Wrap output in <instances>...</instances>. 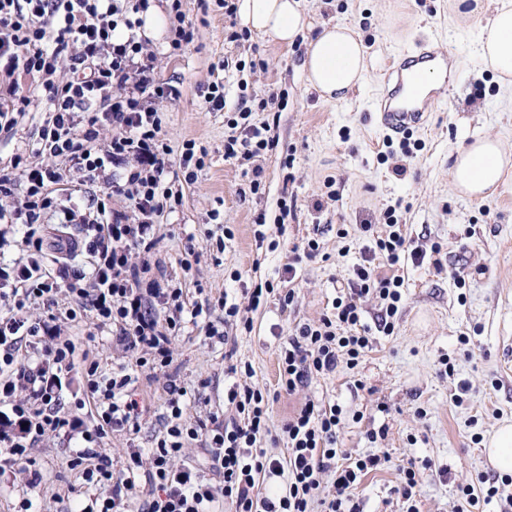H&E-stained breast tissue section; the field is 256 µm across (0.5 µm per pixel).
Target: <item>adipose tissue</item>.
Returning a JSON list of instances; mask_svg holds the SVG:
<instances>
[{"label": "adipose tissue", "instance_id": "obj_1", "mask_svg": "<svg viewBox=\"0 0 512 512\" xmlns=\"http://www.w3.org/2000/svg\"><path fill=\"white\" fill-rule=\"evenodd\" d=\"M243 26L284 45L305 38L303 69L309 84L325 99L346 100L364 80L365 49L356 31L344 24L323 26L306 38L308 26L302 0H238ZM477 51L502 77L512 76V0H500L482 28ZM512 168V150L500 140L479 136L457 148L452 163V184L472 199L491 194Z\"/></svg>", "mask_w": 512, "mask_h": 512}]
</instances>
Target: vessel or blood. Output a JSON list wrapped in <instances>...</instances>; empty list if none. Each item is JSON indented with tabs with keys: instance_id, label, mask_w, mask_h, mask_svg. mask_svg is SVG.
Returning a JSON list of instances; mask_svg holds the SVG:
<instances>
[{
	"instance_id": "1",
	"label": "vessel or blood",
	"mask_w": 512,
	"mask_h": 512,
	"mask_svg": "<svg viewBox=\"0 0 512 512\" xmlns=\"http://www.w3.org/2000/svg\"><path fill=\"white\" fill-rule=\"evenodd\" d=\"M448 60L447 49L436 36L419 40L392 58L373 103L375 120L386 136L398 137L424 127L429 112L442 98L422 94V82L430 70L447 72Z\"/></svg>"
}]
</instances>
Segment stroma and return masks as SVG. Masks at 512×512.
<instances>
[{
  "mask_svg": "<svg viewBox=\"0 0 512 512\" xmlns=\"http://www.w3.org/2000/svg\"><path fill=\"white\" fill-rule=\"evenodd\" d=\"M303 7L311 34L342 23L362 39L368 73L345 101H326L309 87L303 42L286 46L255 34L230 41L229 21L215 0L204 8L186 0L195 37L180 56L164 58L165 34L151 38L160 54V81L180 91L157 104L171 147L178 151L193 140L208 150L196 179L181 185V206L157 220V252L167 272L184 277L186 286L198 281L213 293L227 292L243 309L247 289L257 284L296 290L287 307L268 296L250 314L252 331L237 330L232 363L251 365L252 377L228 375L223 348L212 346L199 328L187 326L174 338L172 371L188 391L183 419L192 423L213 412L230 416L225 392L252 381L276 394L269 408L271 433L261 445L283 457L287 447L280 428L288 416L309 399L335 402L343 408L341 448L354 456L384 451L391 458L389 468L369 473L356 490L364 512H402L395 487L399 467L410 461L431 466L416 496L419 512H468L456 489L497 478L485 441L500 424L512 422V355L503 351L512 337V173L483 200L460 196L450 176L457 147L475 136L490 135L512 147V82L502 83L476 48L494 0H303ZM432 34L445 41L459 69L449 74L438 110L416 132L423 147L406 158L408 172L400 178L391 163L378 158L384 135L370 102L391 57L411 40ZM254 59L264 60L265 69H238V61ZM219 78L226 110L206 111L207 88ZM243 92L256 99L284 95L275 129L279 145L257 160L262 186L256 195L249 193L241 167L224 158L225 115L236 111ZM45 107V99H35L12 131L0 132V162L37 137ZM288 156L289 167L283 164ZM328 178L335 182L336 197L327 195ZM390 206L397 207L413 246L426 253L423 264L403 269L393 335L375 334L357 368L341 366L296 393L282 391L281 343L297 325L318 321L346 292L368 244L360 225L383 226ZM260 214L266 224L283 226L276 247L255 240ZM341 226L347 238L337 237ZM227 228L233 237L217 250L216 239ZM310 237L319 241L320 257L294 261L293 248L304 247ZM191 250L198 262L186 274L180 262ZM457 271L464 285H457ZM164 382V376L141 373L136 384L146 399L141 429L132 438H107L115 464H122L129 446L154 448L166 412ZM72 447L66 439L48 437L33 448L42 475L37 488L26 487L20 470L0 476V512H15L26 496L35 497L42 512H58L61 504L100 495L99 487L67 469Z\"/></svg>",
  "mask_w": 512,
  "mask_h": 512,
  "instance_id": "stroma-1",
  "label": "stroma"
}]
</instances>
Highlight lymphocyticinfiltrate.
<instances>
[{"mask_svg": "<svg viewBox=\"0 0 512 512\" xmlns=\"http://www.w3.org/2000/svg\"><path fill=\"white\" fill-rule=\"evenodd\" d=\"M151 0H0V131H11L25 115L33 95L45 97L38 136L30 156L20 154L0 165V197L19 195L17 205L0 204V245L9 226L24 225L18 244L21 257L0 263V475L29 465L27 483L37 486L31 450L48 437L78 441L67 461L69 470L92 485H107L110 494L90 498L80 512H128L137 487L147 489L140 512H212L223 499L232 512H362L354 491L370 472L389 461L385 454L344 457L337 446L340 405L307 400L283 425L288 455L261 448L267 433L269 394L237 384L227 392L232 417L213 413L185 423L186 389L176 383L172 340L185 324L201 325L206 338L227 343V327L239 324L240 308L220 294L217 300L186 301L181 283L166 278L156 258V220L181 203L179 181H193L204 159L195 141L174 155L154 102L174 99L176 87L156 78L157 55L141 34ZM68 63L66 79L57 80L60 63ZM34 79L32 90L20 77ZM277 94L256 106L239 104L228 119L225 158L250 166V193L261 187L256 158L278 145L270 123H250L253 110L273 111ZM111 128L108 146L99 142ZM125 200L123 209L111 197ZM82 206H75V199ZM79 224L83 234L67 240L51 238L48 219ZM387 230L375 234L362 225L372 243L345 295L336 297L319 322L299 325L281 349L283 388L296 392L313 377L338 367L355 369L371 345V331L392 335L402 302L404 280L396 270L405 263L422 264L425 254L407 239L395 208L385 212ZM88 254V268L75 265ZM139 262H132V255ZM389 274H380L377 260ZM376 300V326L364 320L362 304ZM41 301L47 315L31 319L28 310ZM224 311L223 325L208 317L211 306ZM92 319L95 329H109L125 349L136 353L138 366L166 376L167 417L164 432L149 456L126 451L115 468L103 441L114 433L136 434L145 404L132 386L133 371L121 365L103 373L98 358L80 353L61 321ZM29 347L32 361L19 359ZM81 368L85 390L71 404L62 402V374ZM93 405L97 416L82 415ZM196 441L208 456V469L187 463L174 466L188 442ZM222 476V484L212 475ZM281 492H264L272 478ZM332 493L321 495L323 480Z\"/></svg>", "mask_w": 512, "mask_h": 512, "instance_id": "1", "label": "lymphocytic infiltrate"}]
</instances>
